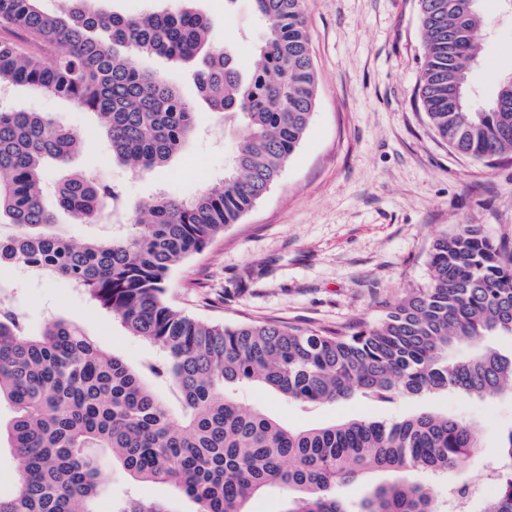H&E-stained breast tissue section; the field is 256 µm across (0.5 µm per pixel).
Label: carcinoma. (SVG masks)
Instances as JSON below:
<instances>
[{
    "mask_svg": "<svg viewBox=\"0 0 512 512\" xmlns=\"http://www.w3.org/2000/svg\"><path fill=\"white\" fill-rule=\"evenodd\" d=\"M39 0H0V87H25L96 114L112 157L136 173L164 166L196 132L194 105L165 78L139 68L156 55L187 67L209 111L248 136L237 142L221 185L192 199L160 195L132 208L129 224L82 239L58 229L45 201V169L64 164L74 133L51 116L0 108V267L61 278L162 356L133 368L98 347L72 320L32 332L0 303V421L18 460L0 512H98L101 462L142 482L169 484L193 512H251L270 487L281 512H446L417 473L448 475L480 447L466 420L429 410L387 423L368 418L293 429L231 395L244 383L298 403L360 398L390 402L440 392L512 393V241L480 224L435 239L428 284L375 323L300 330L277 322L218 325L175 310L168 274L235 224L278 181L299 147L317 100L306 0H251L260 26L258 62L242 70L233 44H207L210 21L177 12L105 14L68 0L63 14ZM425 54L418 95L429 121L458 153L512 158V84L496 103L471 109L464 71L480 19L469 0H418ZM56 207L95 224L121 191L76 172L55 188ZM504 337L507 346L494 339ZM372 471L393 475L358 505L336 484ZM449 492L467 505L466 482ZM113 512H172L127 495ZM475 512H512V430L501 437L493 492Z\"/></svg>",
    "mask_w": 512,
    "mask_h": 512,
    "instance_id": "obj_1",
    "label": "carcinoma"
}]
</instances>
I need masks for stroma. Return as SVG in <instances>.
I'll return each instance as SVG.
<instances>
[{
    "mask_svg": "<svg viewBox=\"0 0 512 512\" xmlns=\"http://www.w3.org/2000/svg\"><path fill=\"white\" fill-rule=\"evenodd\" d=\"M192 6L211 21V43H234L241 67L252 69L258 26L249 0H237L230 10L224 0H193ZM479 8L484 23L468 69L470 102L484 106L496 97L500 77L512 72V9L503 0H480ZM307 21L319 82L309 127L269 193L171 272L166 298L189 314L303 330L373 323L425 284L428 254L443 230L482 224L512 238V163L491 167L458 154L434 131L416 93L424 56L418 0H307ZM8 103L47 113L82 141L69 168H47V185L67 169L81 170L119 187L132 206L161 193L191 197L220 182L247 133L200 110L184 149L165 167L136 175L113 160L95 114L26 89L12 91ZM0 280L14 284L11 303L31 330L62 316L130 365L154 352L64 280L21 268L1 270ZM237 397L301 429L361 416L393 422L422 408L466 417L478 428L480 448L452 477L478 488L498 464L500 434L512 429V396L506 394L300 406L245 386ZM103 480L100 512H112L113 499L126 492L170 502L177 512L193 508L169 485L132 482L116 468L105 469Z\"/></svg>",
    "mask_w": 512,
    "mask_h": 512,
    "instance_id": "obj_1",
    "label": "stroma"
}]
</instances>
